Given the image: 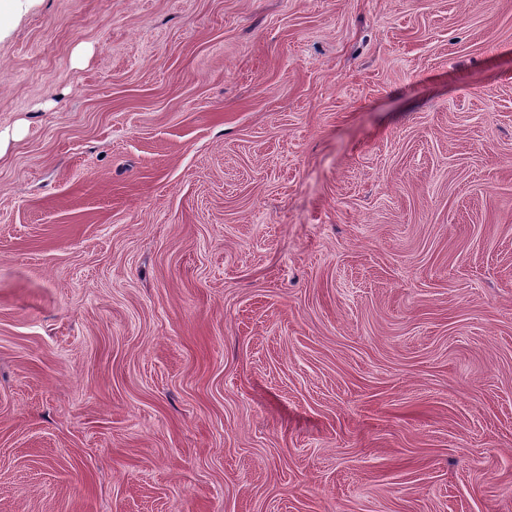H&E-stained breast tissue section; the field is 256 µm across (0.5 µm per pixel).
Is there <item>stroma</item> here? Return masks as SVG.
I'll use <instances>...</instances> for the list:
<instances>
[{
	"mask_svg": "<svg viewBox=\"0 0 512 512\" xmlns=\"http://www.w3.org/2000/svg\"><path fill=\"white\" fill-rule=\"evenodd\" d=\"M0 512H512V0H0Z\"/></svg>",
	"mask_w": 512,
	"mask_h": 512,
	"instance_id": "35a3bbf8",
	"label": "stroma"
}]
</instances>
